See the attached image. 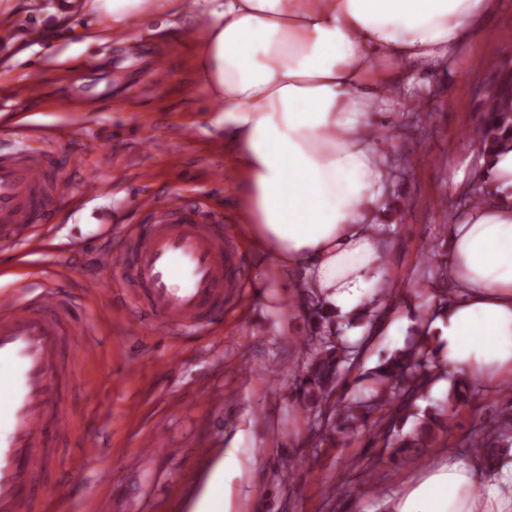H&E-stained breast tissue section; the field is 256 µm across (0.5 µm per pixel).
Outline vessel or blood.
Wrapping results in <instances>:
<instances>
[{
    "mask_svg": "<svg viewBox=\"0 0 512 512\" xmlns=\"http://www.w3.org/2000/svg\"><path fill=\"white\" fill-rule=\"evenodd\" d=\"M51 163L46 150L32 147L20 158H0V242L10 243L28 224ZM108 260L114 273L131 277L152 326L202 332L223 305L225 289L239 285L238 258L224 244L219 219L166 201L153 207L131 246L114 248ZM61 309L60 291L51 283L29 299L0 292V512H47L33 485L38 472L59 466L46 437L70 427L60 410L62 384L98 356L91 341L65 348L69 321Z\"/></svg>",
    "mask_w": 512,
    "mask_h": 512,
    "instance_id": "b4317fda",
    "label": "vessel or blood"
}]
</instances>
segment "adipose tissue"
I'll use <instances>...</instances> for the list:
<instances>
[{"instance_id": "1", "label": "adipose tissue", "mask_w": 512, "mask_h": 512, "mask_svg": "<svg viewBox=\"0 0 512 512\" xmlns=\"http://www.w3.org/2000/svg\"><path fill=\"white\" fill-rule=\"evenodd\" d=\"M496 0H72L99 16L88 42L164 18H190L193 79L221 108L213 125L231 157L236 207L275 275H298L322 307L353 317L390 266L376 223L391 178L370 105L400 101L466 41L486 38ZM485 164L478 203L448 226L459 296L431 324L449 370L512 378V142ZM389 512H512V448L498 463L449 460L390 500Z\"/></svg>"}]
</instances>
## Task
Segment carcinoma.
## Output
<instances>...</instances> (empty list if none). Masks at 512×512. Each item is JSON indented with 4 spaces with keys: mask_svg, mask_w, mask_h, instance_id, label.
<instances>
[{
    "mask_svg": "<svg viewBox=\"0 0 512 512\" xmlns=\"http://www.w3.org/2000/svg\"><path fill=\"white\" fill-rule=\"evenodd\" d=\"M482 151H492L501 141H512V78L506 79L491 96L484 128L478 131ZM313 331L298 340L303 365L293 372L300 408L315 420L325 421L323 431L339 440L362 429H370L373 441L390 450V456H413L435 447L438 430L452 422L451 406L465 402L475 393L469 380L437 373L439 366L433 336L418 321L413 336L383 358L364 376L367 384L350 399L334 398L339 386L357 362V349L367 338L351 341L342 324L317 305L308 308ZM449 380L448 406L436 405L419 410L417 401L426 397L429 387ZM410 431L403 432L408 421ZM512 444V412L505 411L472 434L469 452L489 462L499 448Z\"/></svg>",
    "mask_w": 512,
    "mask_h": 512,
    "instance_id": "obj_1",
    "label": "carcinoma"
}]
</instances>
